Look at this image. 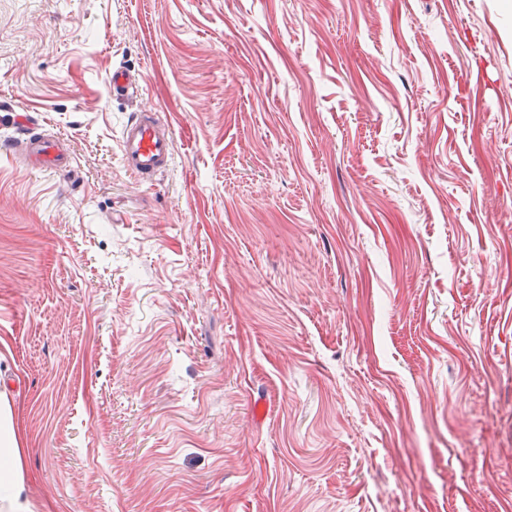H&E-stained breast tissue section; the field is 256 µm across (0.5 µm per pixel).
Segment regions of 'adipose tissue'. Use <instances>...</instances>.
<instances>
[{"instance_id": "obj_1", "label": "adipose tissue", "mask_w": 512, "mask_h": 512, "mask_svg": "<svg viewBox=\"0 0 512 512\" xmlns=\"http://www.w3.org/2000/svg\"><path fill=\"white\" fill-rule=\"evenodd\" d=\"M6 428L0 433V512H31L30 488L22 472L17 433L11 428V408L0 411Z\"/></svg>"}]
</instances>
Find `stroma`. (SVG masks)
I'll return each mask as SVG.
<instances>
[{"mask_svg": "<svg viewBox=\"0 0 512 512\" xmlns=\"http://www.w3.org/2000/svg\"><path fill=\"white\" fill-rule=\"evenodd\" d=\"M1 103L33 512H512L503 0H0ZM154 115L152 112L140 114L121 133L123 165L142 178L163 171L171 156V135ZM29 152L39 169L50 172L70 171L71 161L66 150L53 137H36L32 135L28 142Z\"/></svg>", "mask_w": 512, "mask_h": 512, "instance_id": "35a3bbf8", "label": "stroma"}]
</instances>
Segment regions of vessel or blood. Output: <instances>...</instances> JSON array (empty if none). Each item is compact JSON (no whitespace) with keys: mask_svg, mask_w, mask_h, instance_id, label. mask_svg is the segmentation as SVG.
<instances>
[{"mask_svg":"<svg viewBox=\"0 0 512 512\" xmlns=\"http://www.w3.org/2000/svg\"><path fill=\"white\" fill-rule=\"evenodd\" d=\"M29 152L35 165L50 172H66L70 157L59 141L50 137H30ZM172 138L153 113L145 112L128 123L121 133V157L124 167L148 178L163 171L169 163Z\"/></svg>","mask_w":512,"mask_h":512,"instance_id":"vessel-or-blood-1","label":"vessel or blood"}]
</instances>
